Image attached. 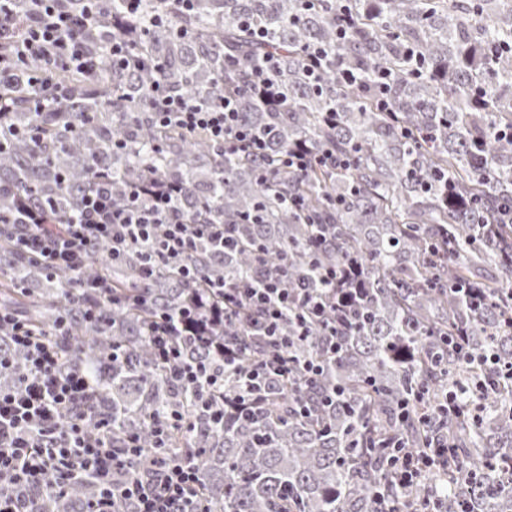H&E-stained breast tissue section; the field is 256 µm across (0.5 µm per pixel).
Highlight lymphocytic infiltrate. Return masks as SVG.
Listing matches in <instances>:
<instances>
[{
  "label": "lymphocytic infiltrate",
  "instance_id": "f902f5d3",
  "mask_svg": "<svg viewBox=\"0 0 512 512\" xmlns=\"http://www.w3.org/2000/svg\"><path fill=\"white\" fill-rule=\"evenodd\" d=\"M19 13L16 0H0V151L19 137L34 139L40 130L20 129L13 121L11 88L26 87L32 112L46 111L76 97L64 75L89 77L101 71H143L149 58L135 51L131 40L112 36L97 43L104 23L101 0H85L82 10L66 0H28ZM156 129L202 133L226 156H243L257 163L258 180L268 183L273 170L303 173L315 167L345 169L346 155L332 149L297 144L270 152L238 109V92L231 89L213 100H192L153 87L150 96ZM91 176L76 204L63 211L31 194H17L15 184L0 178V196L9 198L0 213V242L10 259L27 262L44 274L64 279L66 301L47 326L36 328L26 315L0 305V376L17 382L0 385V512H39L48 494H66L76 479L96 486L94 498L76 504L72 512H192L202 496L196 461L181 456H158L173 431L190 429L182 414L155 421L153 442L143 445L138 435L112 439V409L98 395L99 381L122 357L114 347L97 368L69 366L64 347L76 325L102 323L107 310L147 306L143 295L121 293L111 281L90 277L87 269L98 252L117 262L137 252L140 276L155 279L162 267H176L188 284L177 313H153L142 334L155 360L172 378L195 390L198 405L210 420L224 421L225 408L242 417L262 413L269 402L267 384L295 376L316 386L322 363L297 360L292 350L312 328L326 336L327 350L338 354L342 338L355 321L362 296L352 283L356 271L322 259L319 248L309 254L319 287H288L282 269L269 267L260 245H252L254 276L232 283L202 273L191 256L198 242L210 245L215 257L240 246L234 225L210 218L211 204L203 199L193 209L180 207L181 188L158 176L127 183L125 202L112 199V171L103 158L90 162ZM207 212L200 223L194 213ZM293 322L294 334L284 330ZM257 332L265 351L250 367H242V336ZM195 349L190 360L186 349ZM234 373L237 392L226 398L224 377ZM385 457L390 479L397 487L412 488L447 469L456 450L447 439L425 452L406 451L400 441L389 443Z\"/></svg>",
  "mask_w": 512,
  "mask_h": 512
}]
</instances>
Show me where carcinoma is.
Returning <instances> with one entry per match:
<instances>
[{
	"label": "carcinoma",
	"mask_w": 512,
	"mask_h": 512,
	"mask_svg": "<svg viewBox=\"0 0 512 512\" xmlns=\"http://www.w3.org/2000/svg\"><path fill=\"white\" fill-rule=\"evenodd\" d=\"M345 5L357 24L341 38L337 25ZM103 9L107 30L133 37L155 68L72 78L87 86L84 99L62 108L87 113L74 128H63L57 110L36 117L21 105L14 122H38L44 138L0 156V175L24 171L18 189L64 210L96 155L107 159L117 187L148 175L172 180L183 187L187 205L208 199L216 217L238 225L242 250L219 260L207 245L197 246L193 257L206 273L226 282L249 276L250 244L259 241L269 263L286 264L290 287L309 277L314 232L283 200L296 195L308 214L336 226L328 259L342 264L356 254L368 293L365 317L338 355L327 353L318 329L293 351L326 364L317 389L344 390L334 408L301 417V391L288 378L275 383L264 413L239 420L228 409L222 427L208 421L194 392L157 366L140 335L153 309L110 312L106 325L76 333L66 359L94 364L114 344L126 350V361L112 367L100 388L112 403L113 441L136 433L147 442L154 421L173 411L186 414L192 429L174 432L161 452L198 458L212 512H385L392 506L418 512L433 482L442 487L439 512H512V378L503 380L498 365L483 363L490 352L499 365L512 364V223H498L496 213L497 205L512 203V139L495 136L512 130V0H193L188 11L174 0H144L132 16L127 0H104ZM164 11L173 23L151 22ZM257 29L265 34L262 42L252 34ZM311 46L329 55L318 83L304 69ZM266 49L281 54L277 104L247 86L251 66ZM411 52L422 66L419 75L408 64ZM344 69L370 86L379 70L386 71L388 109L378 108L375 94L344 84ZM157 80L193 100L237 88L243 119L269 137L274 151L303 143L327 147L348 155L350 167L275 171L265 188L250 160L224 157L202 134H155L149 87ZM330 109L333 126L323 122ZM117 138L128 147L112 148ZM60 166L69 173L64 188L56 183ZM258 211L263 222L248 223ZM444 235L453 249L437 252ZM140 260L135 252L116 264L100 259L92 263L93 275H107L118 287L146 292L156 306L177 311L183 294L178 272L163 270L145 289ZM487 265L494 269L491 278L481 274ZM457 282L482 288L484 302L477 306L451 291ZM65 288V281L20 262L0 274V301L20 304L40 326L65 300ZM458 329L469 338L468 362L451 351L437 355L443 338ZM479 380L487 390L475 419L467 414L442 426L398 416L399 403L414 400L422 388L419 408L426 411L447 388L468 399ZM444 432L458 447L457 466L406 492L391 486L382 443L394 436L419 451ZM378 483L388 488L381 504L373 498ZM93 494L83 484L64 497L47 495L42 512H69L72 500Z\"/></svg>",
	"instance_id": "cac0c4a2"
}]
</instances>
